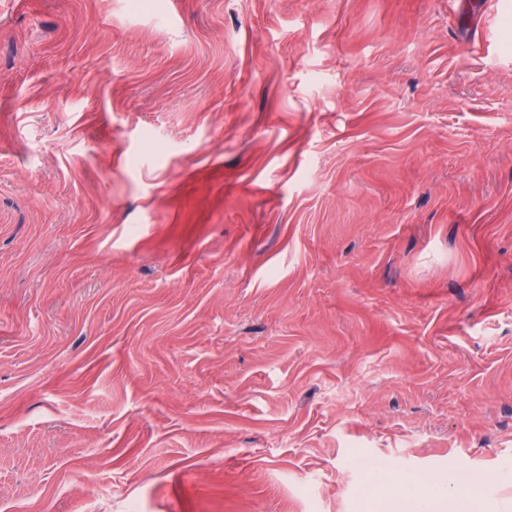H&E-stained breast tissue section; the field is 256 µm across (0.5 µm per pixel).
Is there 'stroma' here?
<instances>
[{
    "mask_svg": "<svg viewBox=\"0 0 512 512\" xmlns=\"http://www.w3.org/2000/svg\"><path fill=\"white\" fill-rule=\"evenodd\" d=\"M512 0H0V512H512Z\"/></svg>",
    "mask_w": 512,
    "mask_h": 512,
    "instance_id": "1",
    "label": "stroma"
}]
</instances>
